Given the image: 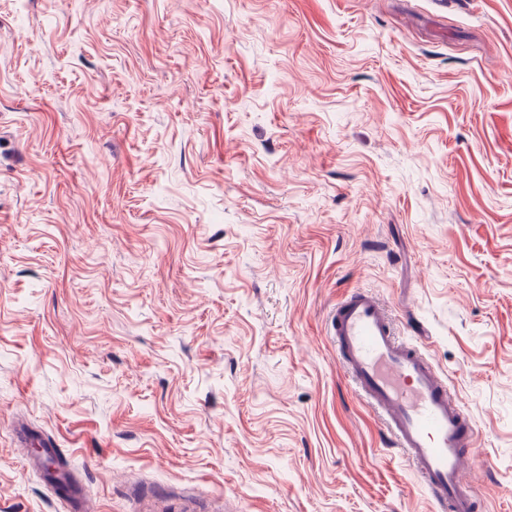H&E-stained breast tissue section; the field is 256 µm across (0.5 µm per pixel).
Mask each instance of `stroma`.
<instances>
[{
    "label": "stroma",
    "mask_w": 512,
    "mask_h": 512,
    "mask_svg": "<svg viewBox=\"0 0 512 512\" xmlns=\"http://www.w3.org/2000/svg\"><path fill=\"white\" fill-rule=\"evenodd\" d=\"M351 287L512 512V0H0V512H433ZM330 336L358 393L384 418L439 512H483L466 473L476 467L479 429L418 346L401 342L377 297L355 288L336 305Z\"/></svg>",
    "instance_id": "1"
}]
</instances>
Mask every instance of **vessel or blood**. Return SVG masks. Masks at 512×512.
Listing matches in <instances>:
<instances>
[{"mask_svg":"<svg viewBox=\"0 0 512 512\" xmlns=\"http://www.w3.org/2000/svg\"><path fill=\"white\" fill-rule=\"evenodd\" d=\"M330 336L438 512H485L467 477L476 466L479 429L428 356L396 337L379 299L362 288L349 291L331 315Z\"/></svg>","mask_w":512,"mask_h":512,"instance_id":"b4317fda","label":"vessel or blood"}]
</instances>
